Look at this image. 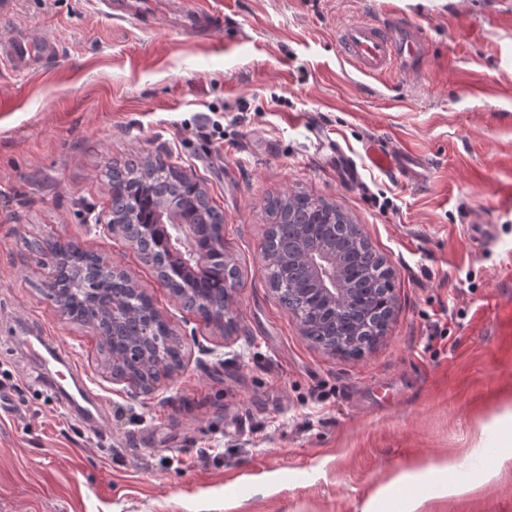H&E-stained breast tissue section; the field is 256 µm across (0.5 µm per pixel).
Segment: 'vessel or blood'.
<instances>
[{
    "mask_svg": "<svg viewBox=\"0 0 512 512\" xmlns=\"http://www.w3.org/2000/svg\"><path fill=\"white\" fill-rule=\"evenodd\" d=\"M336 45L343 58L368 76L411 65L424 50L416 29L390 28L372 15L344 24L336 35ZM55 52L53 42L33 41L21 30L0 40V61H8L22 70L38 69Z\"/></svg>",
    "mask_w": 512,
    "mask_h": 512,
    "instance_id": "vessel-or-blood-1",
    "label": "vessel or blood"
}]
</instances>
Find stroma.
Wrapping results in <instances>:
<instances>
[{
    "mask_svg": "<svg viewBox=\"0 0 512 512\" xmlns=\"http://www.w3.org/2000/svg\"><path fill=\"white\" fill-rule=\"evenodd\" d=\"M103 18L99 0H12L0 37L53 41L56 65L0 63V512H400L403 470L471 455L512 403V0H149ZM416 25L413 72L364 77L339 26ZM213 119L223 141L197 127ZM398 163L374 166L368 146ZM161 158L224 217L238 271L230 327L184 307L119 234L105 178ZM341 207L392 273L378 342L332 354L303 335L266 278L269 199ZM48 238L124 269L179 338L153 391L116 382L97 330L45 294ZM78 363L104 411L88 429L23 346L35 332ZM245 483L241 498L227 483ZM426 512H512V473Z\"/></svg>",
    "mask_w": 512,
    "mask_h": 512,
    "instance_id": "35a3bbf8",
    "label": "stroma"
}]
</instances>
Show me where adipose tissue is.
I'll return each instance as SVG.
<instances>
[{"mask_svg": "<svg viewBox=\"0 0 512 512\" xmlns=\"http://www.w3.org/2000/svg\"><path fill=\"white\" fill-rule=\"evenodd\" d=\"M494 448L495 460L491 469L475 473L469 484L455 482L454 474L463 469L466 458L448 457L436 463L434 468H414L399 473L395 481L397 484L411 488V495L405 497L403 512H420L425 501L419 489L424 485L430 470L442 472L443 478L432 487V496L436 499H451L467 492L468 488H475L488 482L498 473L512 471V406H505L502 411L483 423L481 435L475 446L476 451Z\"/></svg>", "mask_w": 512, "mask_h": 512, "instance_id": "adipose-tissue-1", "label": "adipose tissue"}]
</instances>
